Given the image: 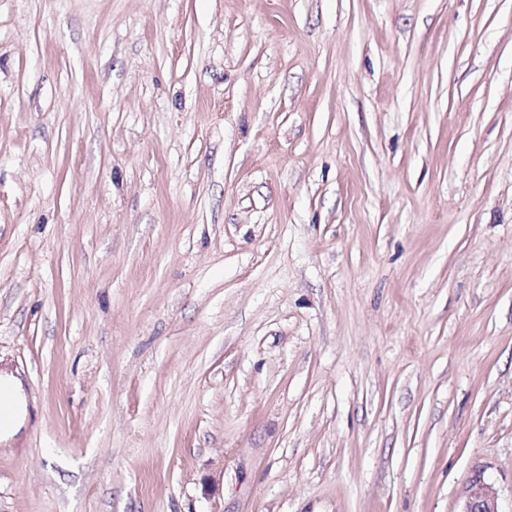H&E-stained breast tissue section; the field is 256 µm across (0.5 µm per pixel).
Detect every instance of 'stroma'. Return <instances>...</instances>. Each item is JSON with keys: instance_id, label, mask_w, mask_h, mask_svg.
<instances>
[{"instance_id": "35a3bbf8", "label": "stroma", "mask_w": 512, "mask_h": 512, "mask_svg": "<svg viewBox=\"0 0 512 512\" xmlns=\"http://www.w3.org/2000/svg\"><path fill=\"white\" fill-rule=\"evenodd\" d=\"M0 512H512V0H0ZM0 393L7 405L0 413V441L11 439L25 423L27 398L23 381L13 373H0ZM461 512H501L498 510V492L494 485L480 475L473 477L465 488Z\"/></svg>"}]
</instances>
